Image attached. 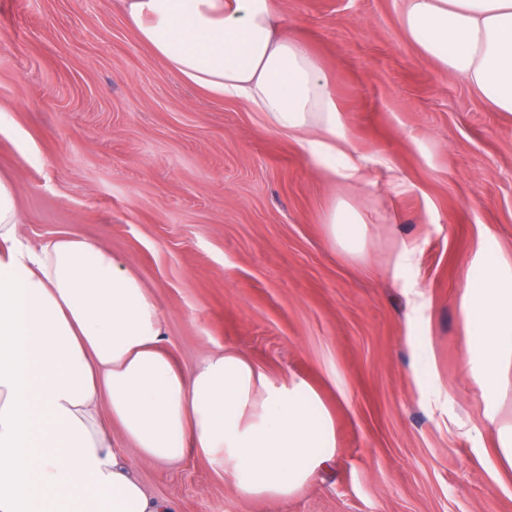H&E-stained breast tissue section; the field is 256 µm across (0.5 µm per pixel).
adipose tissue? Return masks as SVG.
Returning a JSON list of instances; mask_svg holds the SVG:
<instances>
[{
  "instance_id": "ef3b65f1",
  "label": "adipose tissue",
  "mask_w": 512,
  "mask_h": 512,
  "mask_svg": "<svg viewBox=\"0 0 512 512\" xmlns=\"http://www.w3.org/2000/svg\"><path fill=\"white\" fill-rule=\"evenodd\" d=\"M140 41L184 81L241 99L336 183H363L342 111L308 45L279 34L274 0H126ZM407 35L439 67L512 113V0H402ZM14 187L0 176V512H170L129 453L216 464L245 501L301 494L336 456L317 390L278 380L240 351L191 370L163 348L153 294L107 248L77 237L35 246L17 233ZM323 224L365 261L367 224L338 199ZM465 360L512 467V262L484 249L467 271ZM120 439H113V431Z\"/></svg>"
}]
</instances>
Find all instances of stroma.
I'll list each match as a JSON object with an SVG mask.
<instances>
[{
  "label": "stroma",
  "instance_id": "stroma-1",
  "mask_svg": "<svg viewBox=\"0 0 512 512\" xmlns=\"http://www.w3.org/2000/svg\"><path fill=\"white\" fill-rule=\"evenodd\" d=\"M400 6L277 0L370 161L351 188L246 102L169 72L125 0H0V174L14 181L21 236L119 256L155 296L184 369L230 346L273 377L307 380L334 416L335 461L285 502L239 499L202 459L131 457L173 512H512L461 310L485 245L512 260V114L423 56ZM340 197L363 210L371 261L329 237L322 215ZM404 243L416 260L396 278Z\"/></svg>",
  "mask_w": 512,
  "mask_h": 512
}]
</instances>
